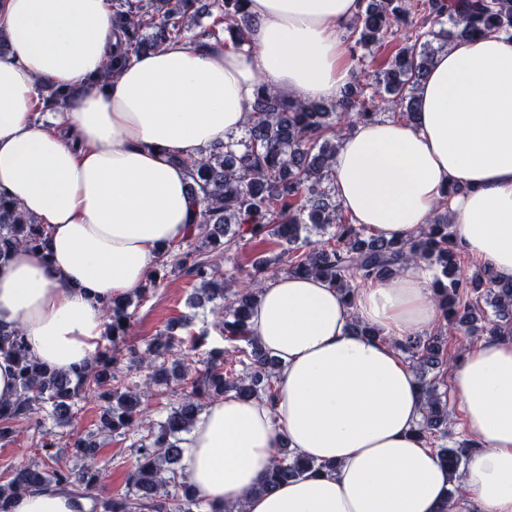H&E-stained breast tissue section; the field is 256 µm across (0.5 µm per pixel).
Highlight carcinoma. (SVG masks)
Segmentation results:
<instances>
[{"mask_svg": "<svg viewBox=\"0 0 512 512\" xmlns=\"http://www.w3.org/2000/svg\"><path fill=\"white\" fill-rule=\"evenodd\" d=\"M247 0H116L112 23L124 37V49L111 56L102 78L112 76L132 55L155 50L175 38L194 37L193 26L202 15L215 17L204 31L210 38L226 36L235 45L245 42L254 19L245 9ZM362 7L349 27L348 38L365 50L389 44L393 28L409 24L412 0H361ZM423 24L415 27L414 41L396 49L370 82L354 81L342 98L334 101H302L286 97L260 84L245 125V140L216 145L196 159L182 161L190 190L201 206L195 232L185 240L182 252L154 268L150 281L174 266L203 281V294L213 304L212 326L224 336L227 347L212 348L200 359L205 369L187 378L188 354L176 350L168 331L154 337L142 352L139 365L148 373L143 386L126 383L122 372L123 342L130 327V299L114 300L106 307V337L112 348L100 350L91 362L72 372H59L39 363L29 352L21 329L0 326V356L16 366L18 399L0 404V439L13 433L12 421L29 415L34 407L49 413L59 425L69 423L78 403H104L101 430L127 435L145 409L141 396L151 395V385L178 377L183 368L182 396L165 421L147 429L132 443L137 463L128 476L131 490L125 494L103 493L98 444L79 438L73 454L83 461L77 469L45 465L17 468L0 483V512H11V496L31 488L55 487L77 490L76 512H205L206 503L190 486L174 482L183 458L182 434L190 431L208 403L234 394L240 399L262 398L275 406L274 378L277 362L269 358L249 334V319L258 291L233 288L213 271L211 257L239 244L244 238L261 244L277 237L288 245V272L316 274L352 302L356 287L391 276L411 262L432 272L434 295L442 322L425 336H406L391 342L411 366L436 369L444 374L448 358L441 337L449 332L468 333L479 319L480 301L487 300L494 317L484 326L487 336L512 337V280L504 281L484 265L473 278L458 274L463 249L448 212L436 209L420 235L407 241L385 240L361 224L342 218V206L332 190V172L341 137L360 121H370L376 109L389 102L403 107L414 118L416 89L438 49L432 47L433 31L425 25L448 18L452 30L446 37L461 41L497 32L512 41V0H422ZM46 105L58 110L77 95L74 89L47 88ZM333 229L323 244L314 246L309 235ZM43 225L25 215L0 192V253L13 247L45 249ZM279 272L268 260H258L247 272L258 283ZM242 365L238 374L235 365ZM425 407L417 434L436 450L441 463L459 474L472 453L468 441L456 447L442 444L448 437V399L438 392L437 381L421 380ZM322 465L300 457L286 446L259 486L268 492L280 483Z\"/></svg>", "mask_w": 512, "mask_h": 512, "instance_id": "obj_1", "label": "carcinoma"}]
</instances>
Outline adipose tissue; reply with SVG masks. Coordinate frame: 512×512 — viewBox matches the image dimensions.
<instances>
[{"instance_id": "adipose-tissue-1", "label": "adipose tissue", "mask_w": 512, "mask_h": 512, "mask_svg": "<svg viewBox=\"0 0 512 512\" xmlns=\"http://www.w3.org/2000/svg\"><path fill=\"white\" fill-rule=\"evenodd\" d=\"M360 0H247L257 20L240 46L172 40L109 80L119 42L111 0H0V192L48 232L46 252L0 259V326L21 328L45 366L71 371L96 352L105 303L140 288L200 211L183 159L240 131L260 83L335 100L353 82L345 33ZM83 88L69 128L43 126L46 85ZM413 120L355 125L339 142L337 200L384 239L417 237L446 209L465 251L512 280V42L498 34L437 54ZM433 279L410 264L358 288L353 304L317 276L266 280L249 319L278 363L275 407L212 402L184 443L183 479L210 512H512V340L470 344L452 368L464 429L477 443L450 476L416 433L425 396L388 344L433 329ZM375 329L364 336L359 325ZM321 463L256 493L281 444ZM12 512H75L52 488L17 494Z\"/></svg>"}]
</instances>
